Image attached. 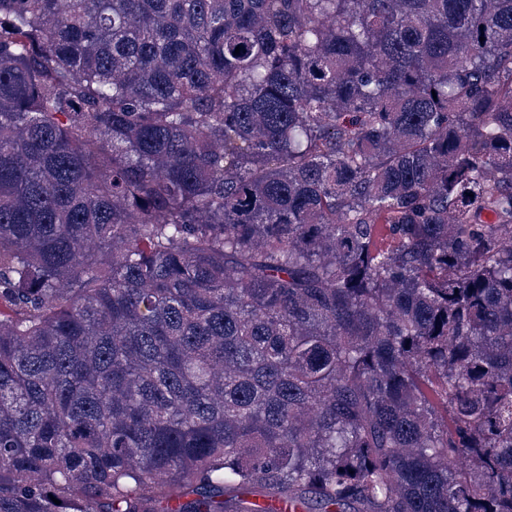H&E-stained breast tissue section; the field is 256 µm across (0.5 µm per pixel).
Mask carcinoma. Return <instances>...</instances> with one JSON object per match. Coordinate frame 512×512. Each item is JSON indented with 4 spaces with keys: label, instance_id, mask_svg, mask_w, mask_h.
Masks as SVG:
<instances>
[{
    "label": "carcinoma",
    "instance_id": "obj_1",
    "mask_svg": "<svg viewBox=\"0 0 512 512\" xmlns=\"http://www.w3.org/2000/svg\"><path fill=\"white\" fill-rule=\"evenodd\" d=\"M0 512H512V0H0Z\"/></svg>",
    "mask_w": 512,
    "mask_h": 512
}]
</instances>
